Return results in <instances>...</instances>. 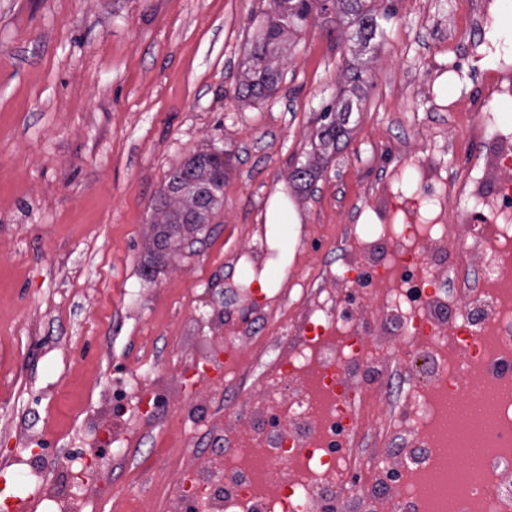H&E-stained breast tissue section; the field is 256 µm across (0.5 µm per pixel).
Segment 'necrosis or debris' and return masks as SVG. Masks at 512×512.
Instances as JSON below:
<instances>
[{
	"label": "necrosis or debris",
	"mask_w": 512,
	"mask_h": 512,
	"mask_svg": "<svg viewBox=\"0 0 512 512\" xmlns=\"http://www.w3.org/2000/svg\"><path fill=\"white\" fill-rule=\"evenodd\" d=\"M451 108L474 165L497 143L491 172L447 174L404 146L420 190L379 194L375 257L333 270L306 261L294 315L257 306L191 355L195 374L225 353L238 374L224 384L217 448L180 466L169 512H512V149L471 100ZM450 235L467 261L449 260ZM339 283L379 297L373 318L325 304ZM457 298L468 308L452 319ZM260 365L278 392L255 390ZM462 380L475 394L493 387L496 422L476 483L430 498Z\"/></svg>",
	"instance_id": "obj_1"
}]
</instances>
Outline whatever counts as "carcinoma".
Here are the masks:
<instances>
[{
    "mask_svg": "<svg viewBox=\"0 0 512 512\" xmlns=\"http://www.w3.org/2000/svg\"><path fill=\"white\" fill-rule=\"evenodd\" d=\"M331 7L357 26V33L366 43L375 35L378 19L390 20L397 14L396 4L392 2L379 14L373 0H272L270 10L260 22L259 37L251 44V66L246 81L239 87V95L245 99L262 98L264 90L280 79L271 58L276 56L286 37L304 30L314 15L324 14ZM353 106L352 99L342 90L334 102L322 108L325 116L319 135L323 144L336 143L342 134L332 114L351 112ZM181 170L178 187L172 188L174 177H168L153 206L161 215L152 224L159 258L171 248L196 242L197 235L203 231L202 225L210 223L224 195V156L220 153H195L181 165Z\"/></svg>",
    "mask_w": 512,
    "mask_h": 512,
    "instance_id": "1",
    "label": "carcinoma"
}]
</instances>
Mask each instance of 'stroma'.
<instances>
[{"instance_id":"obj_1","label":"stroma","mask_w":512,"mask_h":512,"mask_svg":"<svg viewBox=\"0 0 512 512\" xmlns=\"http://www.w3.org/2000/svg\"><path fill=\"white\" fill-rule=\"evenodd\" d=\"M272 0H0V488L7 504L26 499L44 512L69 496L74 461L93 464L101 496L76 512H168L174 470L192 456L184 431L163 408L149 419L113 397V385L158 362L160 384L182 350L189 312L202 336L249 316L244 281L262 276L270 314L286 311L276 270L226 256L249 227L266 226L270 247L308 252L324 268L358 260L334 246L337 213L358 236L374 225L361 196L380 172L409 192L415 178L401 141L431 149L454 135L450 102L468 92L476 69L512 62V50L459 51L467 40L458 0H397L370 49L351 46L342 15H316L288 36L273 60L281 81L269 96L238 98L251 15ZM357 69L359 101L337 113L345 134L322 145L319 113ZM201 150L223 152L224 198L192 250L150 263L152 204L172 170ZM316 170L308 186L293 163ZM140 439L123 459L114 435ZM40 447L32 493L14 463ZM168 452L153 474L143 458Z\"/></svg>"}]
</instances>
